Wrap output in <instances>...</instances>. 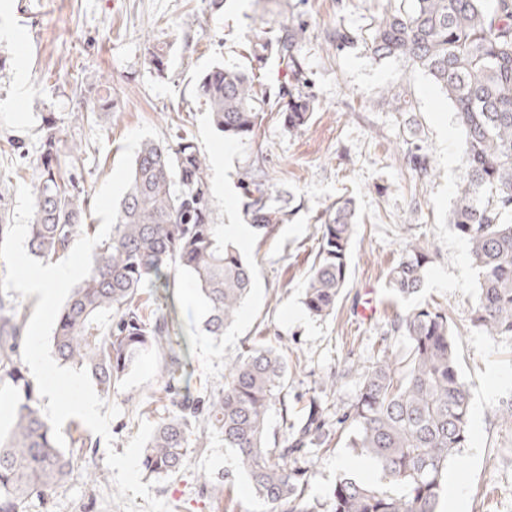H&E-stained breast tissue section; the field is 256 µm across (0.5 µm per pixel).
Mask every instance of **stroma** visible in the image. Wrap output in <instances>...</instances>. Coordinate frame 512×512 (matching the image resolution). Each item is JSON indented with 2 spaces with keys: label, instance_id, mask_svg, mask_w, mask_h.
I'll return each mask as SVG.
<instances>
[{
  "label": "stroma",
  "instance_id": "35a3bbf8",
  "mask_svg": "<svg viewBox=\"0 0 512 512\" xmlns=\"http://www.w3.org/2000/svg\"><path fill=\"white\" fill-rule=\"evenodd\" d=\"M390 0H0V191L15 201L18 185H33L45 122L83 151L75 174L88 196L114 171L125 136L140 125L156 128L161 140H192L208 166L215 223L244 221L241 182L248 165L263 157L274 193L294 195L292 221L267 238L247 234L235 240L253 264V288L235 325L221 338L207 336L204 304L188 276L180 274L167 307L181 353L188 362L190 390L215 394L224 386L229 361L246 348L264 345L288 357V409L268 415L270 445L283 446L299 424L310 398L327 410L329 448L311 447L299 465L304 496L315 512H331V493L342 472L338 462L354 457L339 418L355 401L360 373L379 350L407 351L392 332L396 315L419 304L447 311L460 374L471 393L468 438L448 466V480L460 489V512H512V339L480 333L471 322L478 274L466 241L449 222L455 189L466 171L463 131L451 103L431 78L402 59L376 58L369 44L374 21ZM284 23L307 32L297 47L319 107L308 125L287 130L279 114L266 115L256 135L227 139L210 122L196 92L199 77L216 66H254L267 85L283 69L276 60L252 65L249 44ZM345 25L354 44L335 49L326 33ZM166 54L165 68L149 65L152 48ZM28 84L19 87V75ZM107 80L112 110L76 120L80 92ZM405 90L406 112L383 105L387 90ZM423 146L432 173L411 169L401 153L406 142ZM353 201L350 279L333 315L309 316L302 298L307 272L319 247L323 214L337 200ZM427 242L432 254L421 292L403 300L387 287L386 274L401 248ZM338 384H330V376ZM164 362L150 354L113 389L109 403L120 413L110 422L113 444L100 436L91 446L76 444L88 427L79 419L63 426L74 466L46 500L31 499L20 512H121L107 504L115 493L108 450L124 453L141 422L158 423L172 410L163 397ZM98 481H90L89 471ZM152 494L170 512H288L260 499L240 472L236 455L216 434L192 449L185 468L154 479Z\"/></svg>",
  "mask_w": 512,
  "mask_h": 512
}]
</instances>
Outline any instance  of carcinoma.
Masks as SVG:
<instances>
[{
	"label": "carcinoma",
	"mask_w": 512,
	"mask_h": 512,
	"mask_svg": "<svg viewBox=\"0 0 512 512\" xmlns=\"http://www.w3.org/2000/svg\"><path fill=\"white\" fill-rule=\"evenodd\" d=\"M395 2L373 29L371 51L424 70L454 109L467 168L449 223L467 241L478 270L472 324L488 336L512 338V0H495L489 8L484 0ZM305 33V26L288 24L251 43L254 58L276 55L285 63L275 92L247 69L216 66L198 79L197 94L224 137L254 135L272 99L288 130L308 124L317 104L300 89L304 66L296 54ZM327 40L339 49L356 36L338 25ZM383 104L406 112L411 101L394 91ZM76 111L98 116L112 111V99L99 93L89 109ZM421 150L411 142L404 158L427 176L430 164ZM77 152L76 143L61 139L46 124L28 241L30 253L45 261L68 252L80 235L96 233V226L86 223L87 197L72 172ZM207 170L206 157L187 138L142 143L112 234L94 248L90 275L72 289L57 315L54 352L62 364L87 369L104 396L143 356H162L169 375L163 392L174 396L177 411L157 424L143 449L141 466L147 474L179 473L188 449L206 447L210 430L235 452L238 468L259 497L272 505L287 502L289 512H313L303 497L305 472L298 460L303 448L327 444L325 408L311 399L293 440L281 448L268 446L269 411L279 405L288 413V362L282 353L251 348L230 363L220 393L176 398L184 360L174 347L173 320L152 308L146 289L166 290L172 273L184 272L205 306L203 331L217 339L237 320L254 278L251 264L225 241L224 225L213 221ZM243 189L244 216L256 235L265 238L292 220L295 209L276 204L264 160L245 170ZM353 217L345 202L330 209L320 224V246L302 301L312 317L331 315L347 284ZM430 262L427 246L406 244L388 273V288L403 299L419 294ZM23 327L0 299V342L16 339ZM392 331L407 341L406 357L381 351L363 370L359 393L342 419L352 427L349 447L375 465L381 484L338 477L332 512H437L448 463L467 440L470 392L459 371L447 313L417 305L396 317ZM1 380L9 381L19 398L10 427L0 434V512H18L31 498H49L72 462L55 443L34 386L4 350ZM199 418L204 427L197 433Z\"/></svg>",
	"instance_id": "cac0c4a2"
}]
</instances>
